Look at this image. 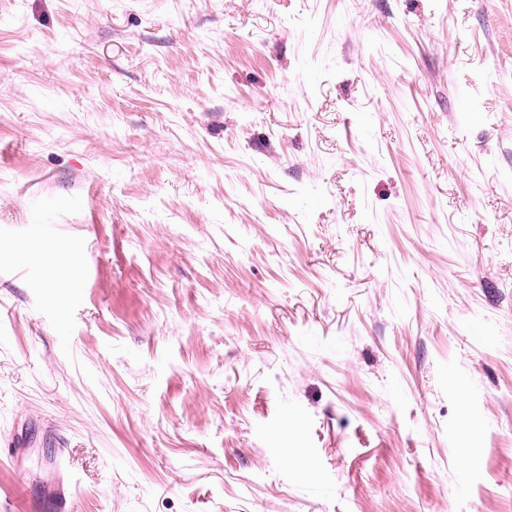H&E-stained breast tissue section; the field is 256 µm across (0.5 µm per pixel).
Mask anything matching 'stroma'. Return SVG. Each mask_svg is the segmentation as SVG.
Returning <instances> with one entry per match:
<instances>
[{
	"mask_svg": "<svg viewBox=\"0 0 512 512\" xmlns=\"http://www.w3.org/2000/svg\"><path fill=\"white\" fill-rule=\"evenodd\" d=\"M1 437L13 512H512V0H0Z\"/></svg>",
	"mask_w": 512,
	"mask_h": 512,
	"instance_id": "35a3bbf8",
	"label": "stroma"
}]
</instances>
